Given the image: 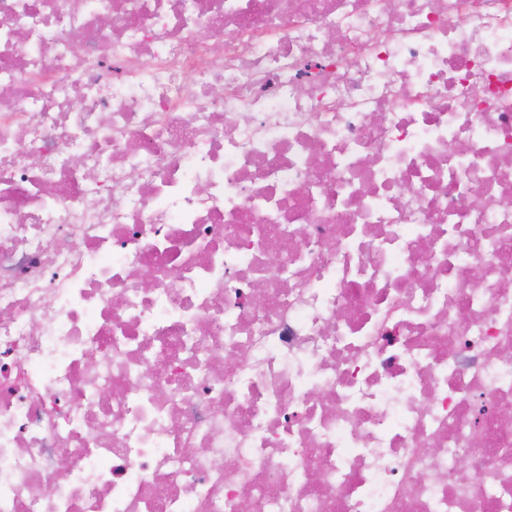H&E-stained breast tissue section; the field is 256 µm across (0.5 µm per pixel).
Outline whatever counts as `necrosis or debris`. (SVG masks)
I'll use <instances>...</instances> for the list:
<instances>
[{"mask_svg": "<svg viewBox=\"0 0 512 512\" xmlns=\"http://www.w3.org/2000/svg\"><path fill=\"white\" fill-rule=\"evenodd\" d=\"M0 512H512V0H0Z\"/></svg>", "mask_w": 512, "mask_h": 512, "instance_id": "obj_1", "label": "necrosis or debris"}]
</instances>
